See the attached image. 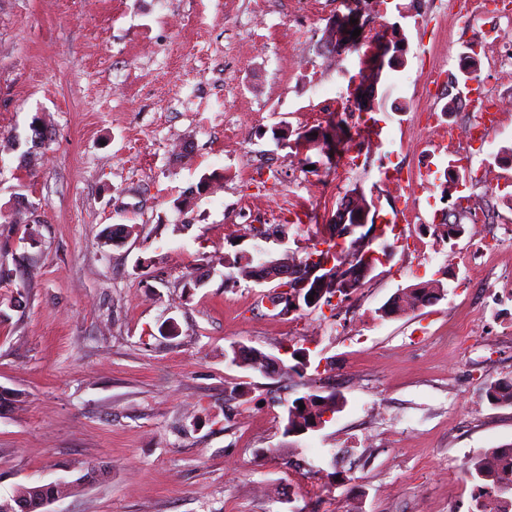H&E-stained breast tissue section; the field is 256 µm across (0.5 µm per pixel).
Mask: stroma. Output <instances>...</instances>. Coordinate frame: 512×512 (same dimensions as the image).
I'll return each mask as SVG.
<instances>
[{
	"label": "stroma",
	"mask_w": 512,
	"mask_h": 512,
	"mask_svg": "<svg viewBox=\"0 0 512 512\" xmlns=\"http://www.w3.org/2000/svg\"><path fill=\"white\" fill-rule=\"evenodd\" d=\"M342 0H0V500L34 483L76 482L49 512H468L464 462L512 444V407L490 382L512 378V248L475 257L480 235L512 228V111L500 113L460 188L486 222L466 224L437 258L392 247L337 309L278 314L272 284L225 267L300 252L328 237L346 189L380 222L403 199L379 169H443L419 113L446 108L448 131L474 125L454 72L424 98L427 63L481 44L478 72L512 96L496 20L448 0H371L365 32L398 24L396 69L359 111L343 56L326 50ZM346 121L345 153L284 148L300 132ZM48 133L25 165L15 142ZM356 156L345 172L347 156ZM211 177L210 188L196 185ZM457 196L420 195L428 242ZM125 244L108 242L117 225ZM287 233L256 235L262 225ZM439 301L384 317L413 285ZM239 343L271 355L302 349L304 376L266 377L225 358ZM314 391L345 401L317 431L284 434L289 402ZM346 473L330 484L333 470ZM485 397L492 406H512V380L503 379L488 384Z\"/></svg>",
	"instance_id": "1"
}]
</instances>
